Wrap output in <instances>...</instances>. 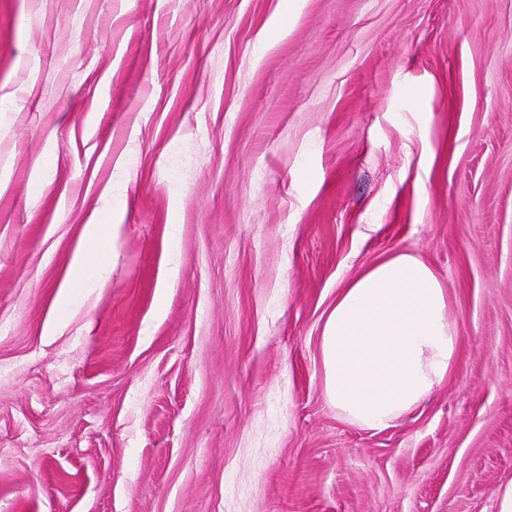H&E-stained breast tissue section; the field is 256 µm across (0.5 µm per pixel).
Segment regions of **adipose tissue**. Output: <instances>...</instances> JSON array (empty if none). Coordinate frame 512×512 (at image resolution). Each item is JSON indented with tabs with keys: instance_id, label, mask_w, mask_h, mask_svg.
<instances>
[{
	"instance_id": "obj_1",
	"label": "adipose tissue",
	"mask_w": 512,
	"mask_h": 512,
	"mask_svg": "<svg viewBox=\"0 0 512 512\" xmlns=\"http://www.w3.org/2000/svg\"><path fill=\"white\" fill-rule=\"evenodd\" d=\"M448 292L416 254L392 252L340 288L320 336L324 391L347 420L383 429L457 367Z\"/></svg>"
}]
</instances>
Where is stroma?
I'll return each instance as SVG.
<instances>
[{
    "label": "stroma",
    "mask_w": 512,
    "mask_h": 512,
    "mask_svg": "<svg viewBox=\"0 0 512 512\" xmlns=\"http://www.w3.org/2000/svg\"><path fill=\"white\" fill-rule=\"evenodd\" d=\"M0 87V512H498L512 0H0ZM93 216L108 273L61 325ZM396 250L459 363L371 430L320 332ZM118 228V224H112V218L108 221V224H101V222L94 220L85 226V240L88 244L99 241L114 243Z\"/></svg>",
    "instance_id": "obj_1"
}]
</instances>
